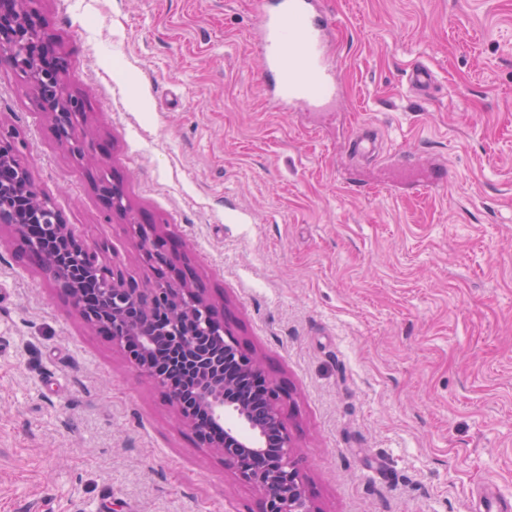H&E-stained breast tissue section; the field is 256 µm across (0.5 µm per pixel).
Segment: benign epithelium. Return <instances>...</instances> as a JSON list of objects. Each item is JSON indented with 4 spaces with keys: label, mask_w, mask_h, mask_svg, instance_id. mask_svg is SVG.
<instances>
[{
    "label": "benign epithelium",
    "mask_w": 512,
    "mask_h": 512,
    "mask_svg": "<svg viewBox=\"0 0 512 512\" xmlns=\"http://www.w3.org/2000/svg\"><path fill=\"white\" fill-rule=\"evenodd\" d=\"M42 0H0V66L31 90L30 105L47 115L58 141L76 159L96 155L97 143L86 137V112L81 97L66 87L72 63L40 18ZM22 140L13 127L0 123V224L16 235L25 232L20 203L43 215L50 247L34 246L53 283L70 299L78 318L96 328L99 315L82 300L89 275L97 274L96 287L106 303L112 323V346L134 367L164 390L181 422L199 446L211 448L242 481L262 494L260 512H317L296 462V448L282 411L285 389L270 378L256 357L245 353L236 336L224 325V308L199 279L186 273L187 262L176 278L161 273L138 281L119 265H109L103 253L107 243L88 244L77 235L52 199L31 179L20 159ZM107 216H118L129 237L149 240L152 226L129 209L118 177L101 179ZM147 259L169 267L165 241H152ZM220 334L224 351L213 353L200 346L198 334ZM159 362L170 358L186 375L188 389L173 388L150 355Z\"/></svg>",
    "instance_id": "7a95c632"
}]
</instances>
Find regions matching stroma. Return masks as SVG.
Here are the masks:
<instances>
[{
    "instance_id": "35a3bbf8",
    "label": "stroma",
    "mask_w": 512,
    "mask_h": 512,
    "mask_svg": "<svg viewBox=\"0 0 512 512\" xmlns=\"http://www.w3.org/2000/svg\"><path fill=\"white\" fill-rule=\"evenodd\" d=\"M341 111L273 107L258 0H44L133 212L174 237L289 392L318 512L512 501V0H323ZM435 73L410 93L406 71ZM0 72V121L89 243L151 277L88 175ZM374 154L353 153L352 135ZM446 165L416 191L398 162ZM165 393L0 230V512H258Z\"/></svg>"
}]
</instances>
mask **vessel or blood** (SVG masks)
<instances>
[{"mask_svg":"<svg viewBox=\"0 0 512 512\" xmlns=\"http://www.w3.org/2000/svg\"><path fill=\"white\" fill-rule=\"evenodd\" d=\"M334 30L321 0H261L253 40L276 107L325 110L338 101L336 68L326 56Z\"/></svg>","mask_w":512,"mask_h":512,"instance_id":"obj_1","label":"vessel or blood"}]
</instances>
